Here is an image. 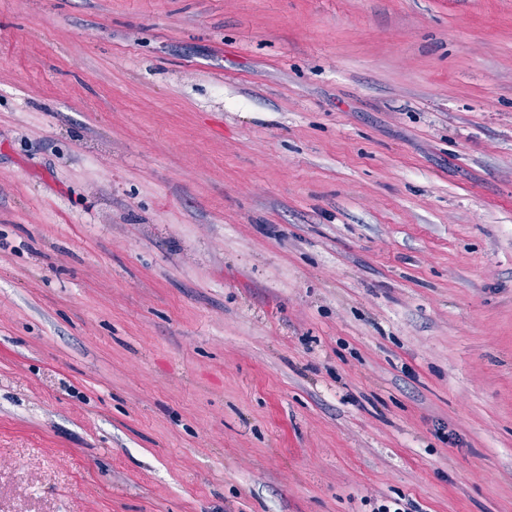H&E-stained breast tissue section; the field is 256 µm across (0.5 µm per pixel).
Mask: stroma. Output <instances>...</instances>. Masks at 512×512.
<instances>
[{
	"label": "stroma",
	"instance_id": "1",
	"mask_svg": "<svg viewBox=\"0 0 512 512\" xmlns=\"http://www.w3.org/2000/svg\"><path fill=\"white\" fill-rule=\"evenodd\" d=\"M512 512V0H0V512Z\"/></svg>",
	"mask_w": 512,
	"mask_h": 512
}]
</instances>
